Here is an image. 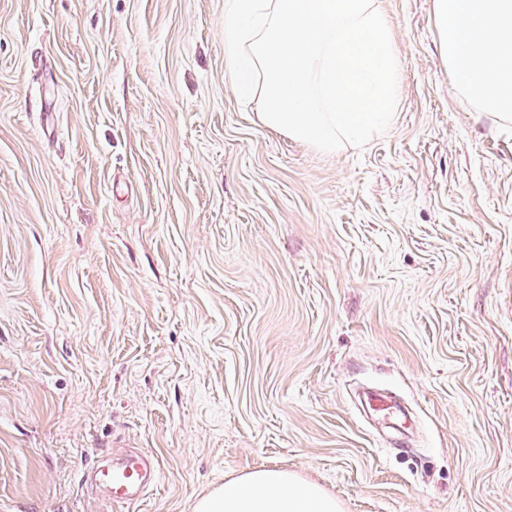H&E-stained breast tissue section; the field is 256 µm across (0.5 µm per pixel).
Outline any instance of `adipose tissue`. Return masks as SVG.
<instances>
[{
    "instance_id": "obj_1",
    "label": "adipose tissue",
    "mask_w": 512,
    "mask_h": 512,
    "mask_svg": "<svg viewBox=\"0 0 512 512\" xmlns=\"http://www.w3.org/2000/svg\"><path fill=\"white\" fill-rule=\"evenodd\" d=\"M441 50L463 96L512 121V0H434ZM195 512H341L321 485L279 468L225 480Z\"/></svg>"
}]
</instances>
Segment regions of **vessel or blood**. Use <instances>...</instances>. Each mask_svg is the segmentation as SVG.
Here are the masks:
<instances>
[{"instance_id": "1", "label": "vessel or blood", "mask_w": 512, "mask_h": 512, "mask_svg": "<svg viewBox=\"0 0 512 512\" xmlns=\"http://www.w3.org/2000/svg\"><path fill=\"white\" fill-rule=\"evenodd\" d=\"M159 477V468L152 455L142 450L127 453L125 464L117 469L96 462L87 472V481L99 489L105 500L130 505L144 498Z\"/></svg>"}]
</instances>
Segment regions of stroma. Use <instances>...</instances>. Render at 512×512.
Returning <instances> with one entry per match:
<instances>
[{"mask_svg": "<svg viewBox=\"0 0 512 512\" xmlns=\"http://www.w3.org/2000/svg\"><path fill=\"white\" fill-rule=\"evenodd\" d=\"M397 109L363 148L269 129L224 0H0V512H193L280 467L343 512H512V124L433 0H376ZM389 392L413 425L363 406ZM98 460L86 474L88 481L110 503L130 505L144 498L159 477L154 457L142 450H130L125 464L112 469ZM148 487V488H147Z\"/></svg>", "mask_w": 512, "mask_h": 512, "instance_id": "obj_1", "label": "stroma"}]
</instances>
